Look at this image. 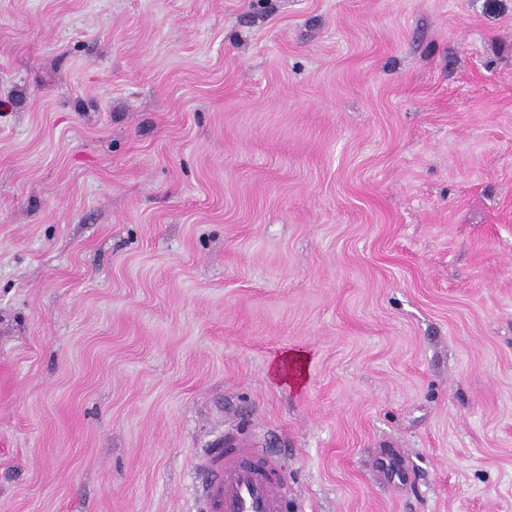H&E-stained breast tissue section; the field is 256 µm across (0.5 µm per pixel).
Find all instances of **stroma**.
<instances>
[{"label":"stroma","mask_w":512,"mask_h":512,"mask_svg":"<svg viewBox=\"0 0 512 512\" xmlns=\"http://www.w3.org/2000/svg\"><path fill=\"white\" fill-rule=\"evenodd\" d=\"M232 428L512 512V0H0V512H195ZM309 355L302 350L286 349L270 361L269 379L285 388H300L305 380Z\"/></svg>","instance_id":"obj_1"}]
</instances>
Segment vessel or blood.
Listing matches in <instances>:
<instances>
[{
    "label": "vessel or blood",
    "mask_w": 512,
    "mask_h": 512,
    "mask_svg": "<svg viewBox=\"0 0 512 512\" xmlns=\"http://www.w3.org/2000/svg\"><path fill=\"white\" fill-rule=\"evenodd\" d=\"M198 512H295L279 461L254 441L229 432L214 442L200 465Z\"/></svg>",
    "instance_id": "obj_1"
}]
</instances>
